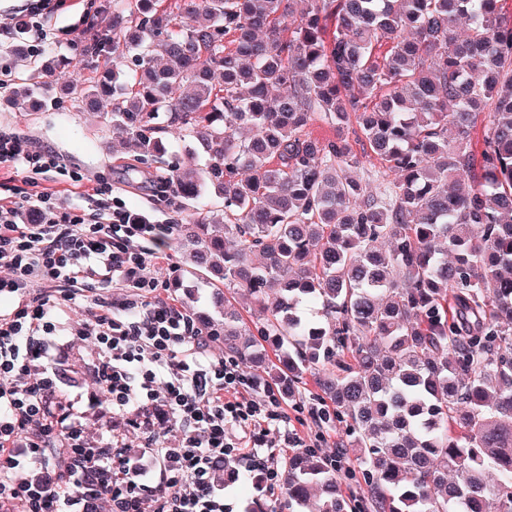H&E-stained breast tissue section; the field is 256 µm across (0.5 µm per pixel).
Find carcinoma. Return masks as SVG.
Instances as JSON below:
<instances>
[{
    "label": "carcinoma",
    "instance_id": "obj_1",
    "mask_svg": "<svg viewBox=\"0 0 512 512\" xmlns=\"http://www.w3.org/2000/svg\"><path fill=\"white\" fill-rule=\"evenodd\" d=\"M506 2L99 0L93 14L107 25L82 37L94 75L64 88L124 130L139 160L167 153L162 113L204 155L168 178L190 203L223 199L224 234L209 233L203 209L191 213L175 288L253 296L279 351L272 380L294 396L313 376L351 434L367 512H512ZM14 52L32 62L16 109L55 105L56 66L22 38ZM185 81L192 93L173 98ZM316 122L336 138H314ZM353 125L395 180L364 184L345 137ZM195 319L226 355L265 362L231 306L221 320ZM286 470L292 512H347L326 454L295 452Z\"/></svg>",
    "mask_w": 512,
    "mask_h": 512
}]
</instances>
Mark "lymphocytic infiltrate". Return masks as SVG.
<instances>
[{
  "label": "lymphocytic infiltrate",
  "mask_w": 512,
  "mask_h": 512,
  "mask_svg": "<svg viewBox=\"0 0 512 512\" xmlns=\"http://www.w3.org/2000/svg\"><path fill=\"white\" fill-rule=\"evenodd\" d=\"M5 166L27 189L0 198V512H96L91 485L110 512H224L217 468L226 456L272 487L270 432L282 448L324 442L292 428L280 395L257 390L236 359L213 356L212 337L159 283L154 271L170 258L151 244L168 225L25 137L0 136ZM42 176L80 190L90 207L62 209L38 190ZM25 212L37 223L21 222ZM77 300L87 313L77 334L95 349L88 397L67 386L57 353L64 305ZM95 408L112 422L91 443L84 424ZM133 430L135 450L126 443Z\"/></svg>",
  "instance_id": "lymphocytic-infiltrate-1"
}]
</instances>
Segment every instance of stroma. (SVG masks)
<instances>
[{"label": "stroma", "instance_id": "1", "mask_svg": "<svg viewBox=\"0 0 512 512\" xmlns=\"http://www.w3.org/2000/svg\"><path fill=\"white\" fill-rule=\"evenodd\" d=\"M92 0H67L63 9L48 14L44 22L51 36L38 40L28 33V43L36 49L50 51L59 57L62 65L56 71L57 83L79 76H89L92 64L82 52V31L91 14ZM9 43L0 42V74L5 75L6 88L0 89V135L18 134L33 145L48 147L65 156L71 165L89 178L101 177L111 182L116 196L122 198L134 212L150 221L176 224L187 223L189 215L175 190L160 192L154 180L167 176L172 164H200L201 159L192 152V145L181 131L169 127L164 136L169 151L161 160L139 163L126 145V135L118 128L101 124L97 115L82 111L77 102L65 99L56 109L27 115L15 111L10 94L18 87V76L27 68L24 61L10 53ZM225 500L232 504L233 512H244L253 502H260L262 512H289L285 507V488L266 491L264 486L234 484L225 491Z\"/></svg>", "mask_w": 512, "mask_h": 512}]
</instances>
